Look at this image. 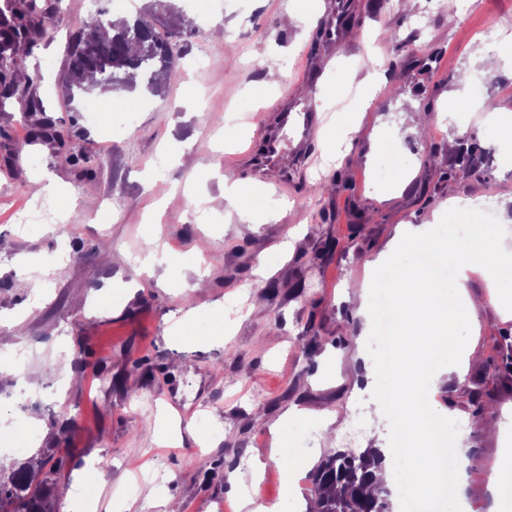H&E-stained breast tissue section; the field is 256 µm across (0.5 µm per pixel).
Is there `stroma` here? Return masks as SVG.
<instances>
[{
  "label": "stroma",
  "mask_w": 512,
  "mask_h": 512,
  "mask_svg": "<svg viewBox=\"0 0 512 512\" xmlns=\"http://www.w3.org/2000/svg\"><path fill=\"white\" fill-rule=\"evenodd\" d=\"M191 16L193 37L175 42L176 62L163 95L137 91L100 112L90 98L63 89L71 37L90 14L89 0H60L61 10L28 56L25 71L66 147L87 168L58 163L56 146L13 148L29 136L21 105L0 107V448L18 431L36 443L25 456L63 459L68 489L92 487L99 512H156L150 489L176 498L182 512H210L215 501L238 512L243 494L259 512H307L310 474L325 449L327 421L344 425L358 400L368 431L352 454L388 445L363 364L371 328L360 312L358 282L394 250L406 225L439 222L449 203L492 198L512 252V140L486 113L467 111L469 141L485 151L478 170L457 163L446 145L457 125L455 93L494 102L512 120V0H395L373 10L347 0L359 21L330 47L319 81L327 113L313 142L320 167L289 161L295 194L252 177L271 104L308 97L301 77L318 21L339 0H209V18L193 0H173ZM301 23L286 26L285 9ZM493 28L501 69L483 75L471 58ZM397 38L386 41V29ZM389 43L387 57L374 49ZM430 67L409 66L418 50ZM280 70L266 85V68ZM406 112L431 116L429 135L394 140L386 125ZM439 146L429 158L430 146ZM453 170L450 180L441 171ZM246 182L249 211L267 223H241L224 199L227 178ZM58 194L44 198L51 216L18 231L15 210L34 201L37 179ZM329 185L325 195L312 185ZM428 199H420V188ZM82 223H69L70 211ZM68 240L70 256L57 245ZM164 255L166 280L139 279L133 260L149 244ZM208 288L195 289L197 275ZM489 273L466 283L477 300L476 352L464 375H449L432 404L470 422L463 492L473 512H494L492 466L502 443L478 421L497 422L512 405V317L487 304ZM108 376H100V366ZM303 419L286 443L313 445L303 459L274 456L277 426L289 410Z\"/></svg>",
  "instance_id": "1"
}]
</instances>
